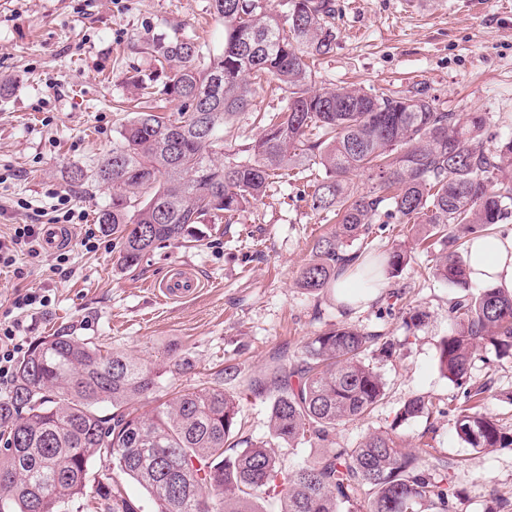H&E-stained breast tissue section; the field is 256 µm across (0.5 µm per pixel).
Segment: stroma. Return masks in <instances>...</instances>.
Wrapping results in <instances>:
<instances>
[{"label": "stroma", "instance_id": "35a3bbf8", "mask_svg": "<svg viewBox=\"0 0 512 512\" xmlns=\"http://www.w3.org/2000/svg\"><path fill=\"white\" fill-rule=\"evenodd\" d=\"M336 47L315 62L323 87L425 89L446 112H483L489 142L512 138V0H335ZM212 0H0V235L13 225L38 223L54 193L70 194L85 213L70 231V273L33 266L0 271V320L16 290L49 289L50 306L26 313L20 350L59 329L90 339L104 349L163 367L187 356L193 369L183 384L205 385L225 362L248 372L262 370L278 349L297 355L308 340L336 324L365 331L384 329L401 340L397 357L371 356L386 383V397L370 418L337 426V445L353 447L368 432L391 425L399 406L422 396L443 408L434 422L420 418L397 427L407 448L429 443L437 459L452 462L451 485L460 491L461 512H487L491 490L512 495V449L480 451L455 433L447 406L456 386L436 365V346L448 333V303L477 294L478 284L450 285L430 274L438 253L417 224L388 225L377 243L408 257L399 276L384 279L377 297L343 305L335 290L299 288V272L315 241L334 224L310 207L305 178H283L242 212L231 229L204 222L203 246L171 245L146 256L133 272L120 270L118 248L96 221L112 204L104 184H71L72 166L93 167L110 153L123 111L139 95L134 70L154 65L151 43L179 33L210 49L222 47L224 22ZM281 94L257 92L241 115L238 138L225 151L254 142L262 132L254 116L284 107ZM29 209H18L19 200ZM97 251L81 245L85 231ZM176 264L191 267L200 287L175 302L160 301L156 281ZM403 292L397 307L385 296ZM423 318L405 329L403 311ZM472 383L492 381L486 413L512 428V359L486 364L475 358Z\"/></svg>", "mask_w": 512, "mask_h": 512}]
</instances>
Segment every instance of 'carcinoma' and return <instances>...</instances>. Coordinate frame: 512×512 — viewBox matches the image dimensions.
<instances>
[{
    "label": "carcinoma",
    "mask_w": 512,
    "mask_h": 512,
    "mask_svg": "<svg viewBox=\"0 0 512 512\" xmlns=\"http://www.w3.org/2000/svg\"><path fill=\"white\" fill-rule=\"evenodd\" d=\"M224 19V46L203 51L193 39L154 43L159 71L137 76L146 95L180 103L166 115L150 106L124 118L112 153L92 175L76 166L71 181L112 188V207L97 221L121 247L122 268L172 242H200L197 224L224 221L266 196L282 172H317L312 209L336 221L320 237L298 284L319 292L348 271L366 281L394 277L407 264L398 250H375L381 219L425 224L437 236L434 276L471 283V241L512 220V139L485 142L480 112H443L425 90L318 88L309 61L336 46L331 0H212ZM288 93L285 106L260 116L252 145L217 164L238 117L264 84ZM361 175L366 188L354 181ZM448 335L437 345L441 374L461 395L448 402L458 437L482 451L512 448V430L481 411L492 379L470 383L481 352L512 357V294L486 286L448 304ZM401 343L383 330L338 324L310 338L299 356L275 358L246 376L226 362L211 386L183 388L148 411L132 403L161 380L190 368L172 359L162 371L122 353L104 352L70 332L36 339L17 362L11 395L0 400V512H68L92 494L98 512H139L123 483H90L94 460L138 484L154 512H261L257 499L281 512H458L448 482L451 465L428 451L405 452L394 431L413 418H433L437 405L412 397L386 431L353 448L329 439L336 426L369 417L386 383L366 357L392 358ZM269 399L267 435L246 428L243 401ZM317 441L324 451L296 469L272 448Z\"/></svg>",
    "instance_id": "obj_1"
}]
</instances>
